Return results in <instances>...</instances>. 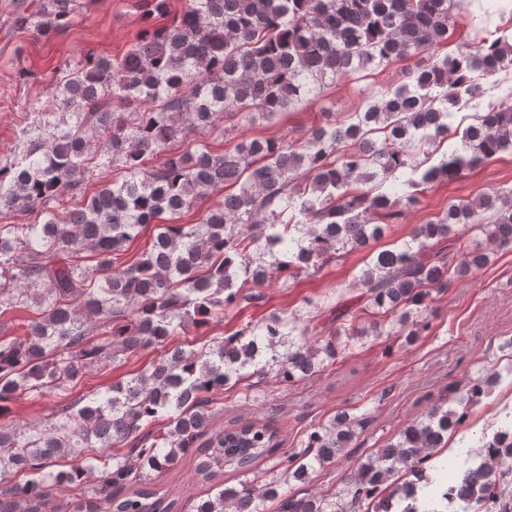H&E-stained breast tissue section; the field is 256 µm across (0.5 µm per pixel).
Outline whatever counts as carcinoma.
Wrapping results in <instances>:
<instances>
[{
	"instance_id": "carcinoma-1",
	"label": "carcinoma",
	"mask_w": 512,
	"mask_h": 512,
	"mask_svg": "<svg viewBox=\"0 0 512 512\" xmlns=\"http://www.w3.org/2000/svg\"><path fill=\"white\" fill-rule=\"evenodd\" d=\"M79 0L17 3L14 24L49 37L74 24ZM488 21L512 0H185L169 26H147L121 60L88 54L35 103L22 147L0 165V315L36 310L25 335L0 341V417L19 396L64 391L87 368L165 341L186 326H209L252 304L240 274L255 285L270 274L296 278L325 261L364 250L417 202L421 186L449 180L512 151V107L487 104L460 132L461 148L418 162L447 140L452 108L483 96L480 80L512 64V38H483L456 55L439 51L460 11ZM415 59L407 81L369 97L347 117L324 108L302 140L244 139L213 154L191 136L236 117L270 122L326 80ZM181 142L179 154L166 148ZM112 173L80 195L91 166ZM224 191L196 224H157L141 256L121 261L147 224ZM485 246L461 242L463 228ZM512 247V189L448 208L408 238L372 252L358 275L376 319L348 334L312 339L278 317L218 341L161 354L138 372L40 422L0 425V512H54L51 489L74 490L68 512H175L154 484L186 454L196 458L206 495L195 512H458L448 501V433L466 404L496 385L485 371L465 396L433 405L346 476L332 495L307 485L350 447L367 418L336 414L304 447L281 451L279 431L252 421L216 426L211 395L231 380L270 377L291 384L322 371L358 339L403 337L431 327V292L486 266ZM156 421L161 427L143 432ZM124 453L112 448L125 441ZM486 468L457 472L469 500L512 512V416L482 436ZM58 457L75 461L54 471ZM268 464L262 469L260 465ZM27 474L22 484L11 482ZM239 476L228 485L224 476Z\"/></svg>"
}]
</instances>
